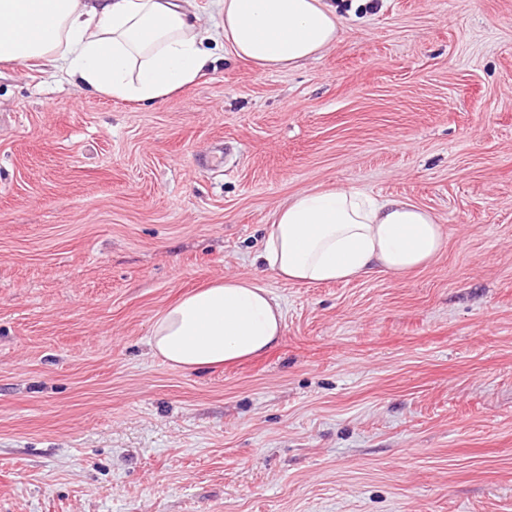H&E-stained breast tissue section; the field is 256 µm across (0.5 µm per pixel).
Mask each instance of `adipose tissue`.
I'll return each mask as SVG.
<instances>
[{"label": "adipose tissue", "instance_id": "1", "mask_svg": "<svg viewBox=\"0 0 512 512\" xmlns=\"http://www.w3.org/2000/svg\"><path fill=\"white\" fill-rule=\"evenodd\" d=\"M198 25L194 0H0V63L45 61L66 80L116 100L153 103L195 82L214 43L263 71L313 58L339 33L335 0H217ZM429 210L354 187L296 193L272 214L261 263L285 282L319 285L407 275L442 252ZM280 302L257 280L226 277L162 309L149 347L171 367L201 370L274 348Z\"/></svg>", "mask_w": 512, "mask_h": 512}]
</instances>
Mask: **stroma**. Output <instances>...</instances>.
I'll list each match as a JSON object with an SVG mask.
<instances>
[{"mask_svg":"<svg viewBox=\"0 0 512 512\" xmlns=\"http://www.w3.org/2000/svg\"><path fill=\"white\" fill-rule=\"evenodd\" d=\"M274 72L225 56L142 106L0 64V512H512V0H340ZM356 186L429 208L407 276L286 283L272 213ZM256 277L267 354L148 345Z\"/></svg>","mask_w":512,"mask_h":512,"instance_id":"stroma-1","label":"stroma"}]
</instances>
